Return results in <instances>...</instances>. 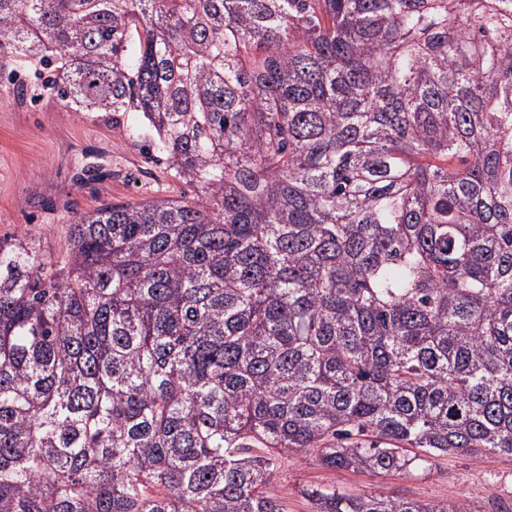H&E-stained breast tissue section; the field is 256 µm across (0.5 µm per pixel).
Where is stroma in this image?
Instances as JSON below:
<instances>
[{
	"label": "stroma",
	"instance_id": "1",
	"mask_svg": "<svg viewBox=\"0 0 512 512\" xmlns=\"http://www.w3.org/2000/svg\"><path fill=\"white\" fill-rule=\"evenodd\" d=\"M131 112L112 124L74 112L53 98L0 94V237H41L54 256L65 251L67 226L103 203L178 194L164 164L148 160L143 141L129 138ZM333 484L355 493H384L423 501L461 500L471 512L512 504V457L448 453L410 475L329 471L311 457L291 456L267 491L285 512H312L301 493Z\"/></svg>",
	"mask_w": 512,
	"mask_h": 512
}]
</instances>
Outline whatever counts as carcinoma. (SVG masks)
<instances>
[{"mask_svg": "<svg viewBox=\"0 0 512 512\" xmlns=\"http://www.w3.org/2000/svg\"><path fill=\"white\" fill-rule=\"evenodd\" d=\"M4 72L141 113L186 189L80 216L63 262L0 238V512L512 457V0H0Z\"/></svg>", "mask_w": 512, "mask_h": 512, "instance_id": "carcinoma-1", "label": "carcinoma"}]
</instances>
